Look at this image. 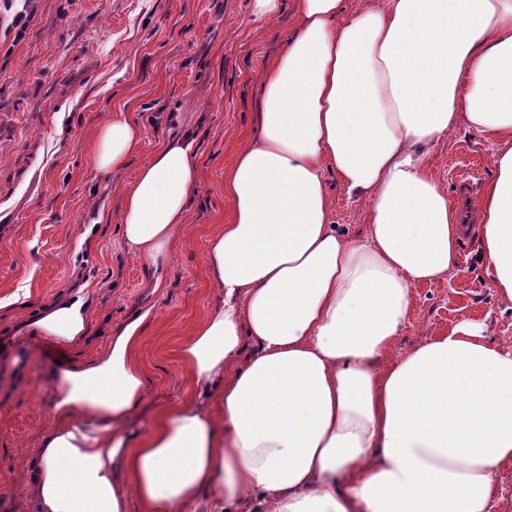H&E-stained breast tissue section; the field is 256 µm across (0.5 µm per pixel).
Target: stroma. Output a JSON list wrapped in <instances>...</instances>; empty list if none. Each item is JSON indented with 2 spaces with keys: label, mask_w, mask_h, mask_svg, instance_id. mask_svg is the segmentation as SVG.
<instances>
[{
  "label": "stroma",
  "mask_w": 512,
  "mask_h": 512,
  "mask_svg": "<svg viewBox=\"0 0 512 512\" xmlns=\"http://www.w3.org/2000/svg\"><path fill=\"white\" fill-rule=\"evenodd\" d=\"M18 13L26 25H12ZM295 25L296 0L264 21L251 0H0V300L27 288L30 315L78 292L92 311L76 349L19 341L13 318L0 313V512H32L25 466L51 423L56 365L101 353L109 329L134 309L154 308L137 351L150 394L133 431L148 432L162 409L193 392L177 350L213 301L206 251L231 220L224 174L257 133L260 74ZM119 111L139 120L141 143L127 167L103 173L90 142ZM187 131L199 179L157 292L149 263L122 246V191L160 142ZM425 165L447 193L468 177L479 194L493 172L492 146L462 128L435 144ZM325 180L334 223L363 236L365 202L349 197L335 172ZM412 299L396 354L461 322L512 348V303L491 288L477 234L459 243L451 275L416 285Z\"/></svg>",
  "instance_id": "obj_1"
}]
</instances>
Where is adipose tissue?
<instances>
[{
    "mask_svg": "<svg viewBox=\"0 0 512 512\" xmlns=\"http://www.w3.org/2000/svg\"><path fill=\"white\" fill-rule=\"evenodd\" d=\"M258 134L231 158L232 221L207 244L216 303L179 349L192 397L149 433L136 358L149 311L51 376L52 424L23 488L34 512H489L512 464V350L457 326L392 358L412 288L450 274L460 228L430 146L467 127L493 146L478 209L490 282L512 302V0H297L262 75ZM140 124L112 115L91 144L128 165ZM366 201L354 239L325 173ZM198 180L191 136L159 145L123 191L121 235L164 285ZM90 306L65 296L22 336L77 348ZM255 348L245 352V341Z\"/></svg>",
    "mask_w": 512,
    "mask_h": 512,
    "instance_id": "ef3b65f1",
    "label": "adipose tissue"
}]
</instances>
